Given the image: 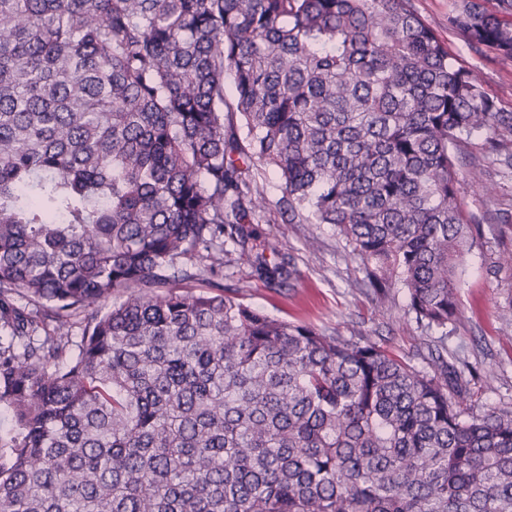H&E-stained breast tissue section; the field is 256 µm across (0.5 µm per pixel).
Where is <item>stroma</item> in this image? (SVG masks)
<instances>
[{
	"instance_id": "obj_1",
	"label": "stroma",
	"mask_w": 512,
	"mask_h": 512,
	"mask_svg": "<svg viewBox=\"0 0 512 512\" xmlns=\"http://www.w3.org/2000/svg\"><path fill=\"white\" fill-rule=\"evenodd\" d=\"M423 21L448 46L459 64L476 70L498 109L512 113V59L468 45L448 16L453 0H413ZM512 132L475 136L456 149L461 177H478L467 188L463 208L480 232L463 275L459 314L444 342L468 364L467 392L474 412L512 407ZM266 208L259 229L277 237L296 269L292 288L278 292L255 277L246 257L231 254L224 284L243 286V301L271 317L303 323L343 336H369L387 349L426 367L419 355L439 342L421 328L407 307L404 289L377 294L368 288L366 263L353 254L329 224L287 223L279 208L281 191L273 173L259 178Z\"/></svg>"
}]
</instances>
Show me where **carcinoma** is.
<instances>
[{
    "label": "carcinoma",
    "instance_id": "1",
    "mask_svg": "<svg viewBox=\"0 0 512 512\" xmlns=\"http://www.w3.org/2000/svg\"><path fill=\"white\" fill-rule=\"evenodd\" d=\"M449 22L512 59V0ZM500 129L412 0H0V512H512V410L470 411L453 353L420 369L216 281L238 246L292 287L252 227L268 168L288 222L447 335L453 149Z\"/></svg>",
    "mask_w": 512,
    "mask_h": 512
}]
</instances>
